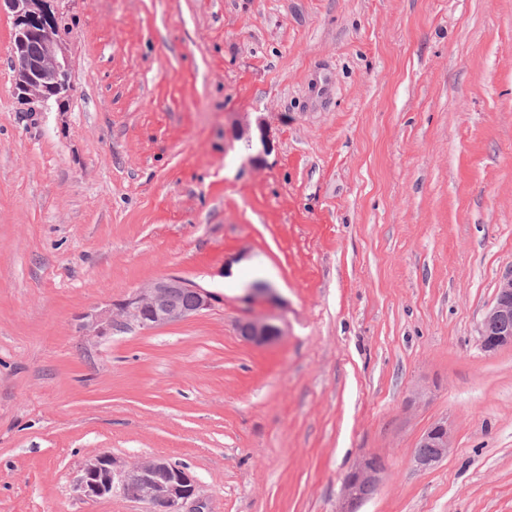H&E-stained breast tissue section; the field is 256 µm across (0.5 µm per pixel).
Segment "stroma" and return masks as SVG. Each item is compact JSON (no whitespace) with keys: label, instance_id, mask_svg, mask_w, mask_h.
<instances>
[{"label":"stroma","instance_id":"35a3bbf8","mask_svg":"<svg viewBox=\"0 0 512 512\" xmlns=\"http://www.w3.org/2000/svg\"><path fill=\"white\" fill-rule=\"evenodd\" d=\"M51 5L72 90L33 111L0 11V512H142L80 495L101 451L188 468L207 512H337L369 455L360 512H512V346L479 336L512 272V0ZM166 276L215 302L82 331ZM240 335L249 343L263 346L273 343L281 336L280 329L267 320L247 319L239 325ZM419 451H415L413 459L416 466L421 470H427L435 467L445 457L451 448L450 437L447 425L444 422H437L420 436L418 446ZM430 452L423 454L422 452ZM384 463L378 457L365 458L342 479L343 500L337 512H359L358 508L377 490Z\"/></svg>","mask_w":512,"mask_h":512}]
</instances>
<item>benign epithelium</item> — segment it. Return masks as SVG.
Segmentation results:
<instances>
[{
	"instance_id": "1",
	"label": "benign epithelium",
	"mask_w": 512,
	"mask_h": 512,
	"mask_svg": "<svg viewBox=\"0 0 512 512\" xmlns=\"http://www.w3.org/2000/svg\"><path fill=\"white\" fill-rule=\"evenodd\" d=\"M14 21L13 64L15 95L24 104L61 101L71 91L69 60L56 33V20L50 0H0ZM181 294L193 295L185 305ZM212 296L204 289L178 277L160 278L139 288L112 307L90 315L84 327L95 336L112 331V324L125 317L143 328H156L186 320L211 306ZM240 335L249 343L263 346L281 336L280 329L267 320L247 319L239 325ZM481 348L492 353L512 345V273L499 281L493 305L479 327ZM418 447L430 452L414 453L421 470L435 467L451 448L447 425L437 422L420 436ZM384 463L369 457L348 471L342 479L343 500L336 512H359V507L377 490ZM136 488L135 501L148 512H184L186 504L193 512H203L204 503L197 478L185 467L165 457H148L124 466L111 454L97 453L83 464L78 488L89 499L124 493Z\"/></svg>"
}]
</instances>
